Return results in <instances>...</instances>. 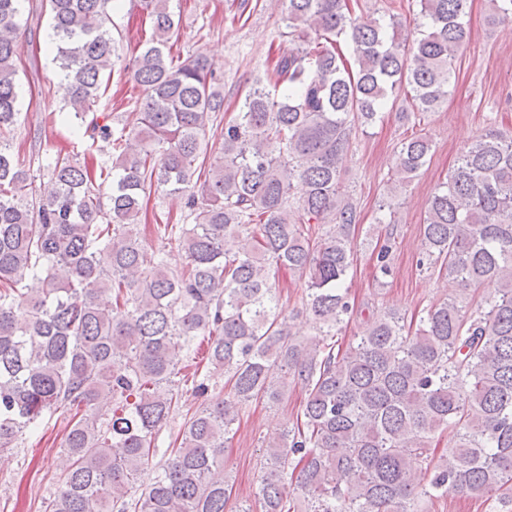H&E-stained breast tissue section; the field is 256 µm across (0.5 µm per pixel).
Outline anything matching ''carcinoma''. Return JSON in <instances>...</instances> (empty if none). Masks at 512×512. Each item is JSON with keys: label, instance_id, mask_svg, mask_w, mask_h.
I'll return each instance as SVG.
<instances>
[{"label": "carcinoma", "instance_id": "1", "mask_svg": "<svg viewBox=\"0 0 512 512\" xmlns=\"http://www.w3.org/2000/svg\"><path fill=\"white\" fill-rule=\"evenodd\" d=\"M23 2L0 0V452L45 414H68L65 465L42 512H253L231 502L228 435L249 402L274 406L295 387L306 393L296 421L265 440L262 512H431L450 493L512 508L511 134L468 140L427 204L417 267L459 293L417 321L386 309L339 340L356 313L359 214L343 183L353 135L404 92L398 118L411 133L387 181L394 204L432 150L421 123L448 102L470 0H417L411 47L398 12L386 22L355 14L353 0H280L295 47L230 115L215 63L171 56L168 0H140L151 35L132 79L143 97L120 128L92 111L115 72L114 0H47L49 52L91 144L81 161L47 160L46 191L10 146ZM489 4V20L512 18V0ZM99 139L123 144L109 163L94 158ZM154 189L184 195L188 223H142ZM152 232L176 242L183 268L162 252L145 264ZM385 235L379 283L396 243L394 228ZM283 268L306 280L309 337L280 302ZM203 344L190 392L204 401L154 464L184 393L180 357Z\"/></svg>", "mask_w": 512, "mask_h": 512}]
</instances>
